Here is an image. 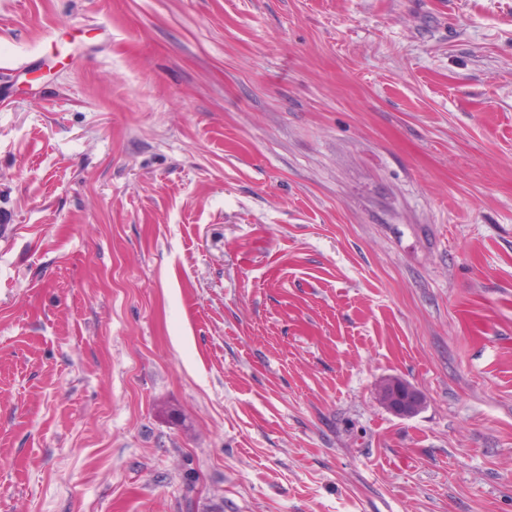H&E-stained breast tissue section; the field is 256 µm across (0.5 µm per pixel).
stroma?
Listing matches in <instances>:
<instances>
[{"instance_id": "obj_1", "label": "stroma", "mask_w": 512, "mask_h": 512, "mask_svg": "<svg viewBox=\"0 0 512 512\" xmlns=\"http://www.w3.org/2000/svg\"><path fill=\"white\" fill-rule=\"evenodd\" d=\"M1 224L0 512H512V0H0ZM389 388L381 392V399L386 407L401 417L417 414L424 404L421 393L410 383L401 378H390Z\"/></svg>"}]
</instances>
